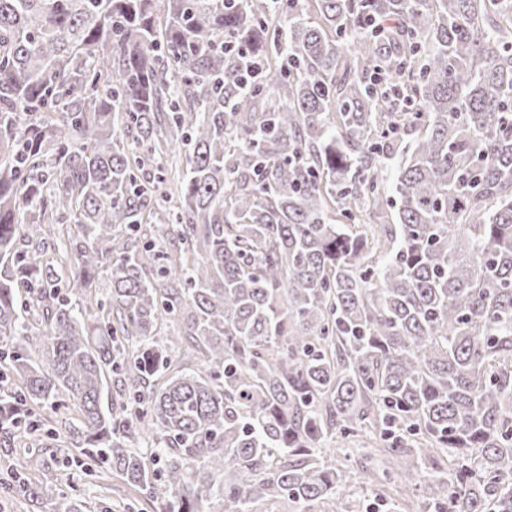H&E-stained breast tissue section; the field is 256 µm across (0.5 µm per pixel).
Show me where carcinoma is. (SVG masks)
Returning <instances> with one entry per match:
<instances>
[{
  "label": "carcinoma",
  "instance_id": "1",
  "mask_svg": "<svg viewBox=\"0 0 512 512\" xmlns=\"http://www.w3.org/2000/svg\"><path fill=\"white\" fill-rule=\"evenodd\" d=\"M0 264L7 438L63 397L172 512H347L368 426L512 512V0H0Z\"/></svg>",
  "mask_w": 512,
  "mask_h": 512
}]
</instances>
